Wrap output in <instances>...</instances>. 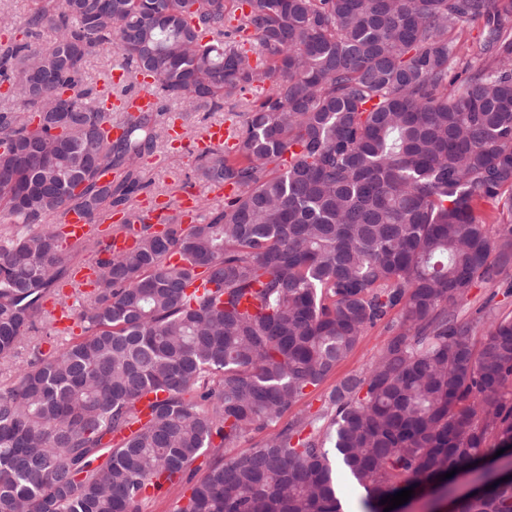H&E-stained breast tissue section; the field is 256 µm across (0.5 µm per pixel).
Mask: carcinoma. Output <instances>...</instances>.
Segmentation results:
<instances>
[{"label":"carcinoma","mask_w":512,"mask_h":512,"mask_svg":"<svg viewBox=\"0 0 512 512\" xmlns=\"http://www.w3.org/2000/svg\"><path fill=\"white\" fill-rule=\"evenodd\" d=\"M232 2L236 27L226 0H33L25 34L51 47L0 46L23 107L0 112V512H142L186 484L175 512H342L336 461L384 512L512 450V312L454 310L512 268V0ZM112 50L189 111L245 106L233 147L195 159L233 193L186 229L127 225L131 251L94 243L82 332L43 354L31 332L79 260L46 218L129 206L161 123L78 90ZM393 311L365 372L235 452ZM457 509L512 512V481Z\"/></svg>","instance_id":"carcinoma-1"}]
</instances>
